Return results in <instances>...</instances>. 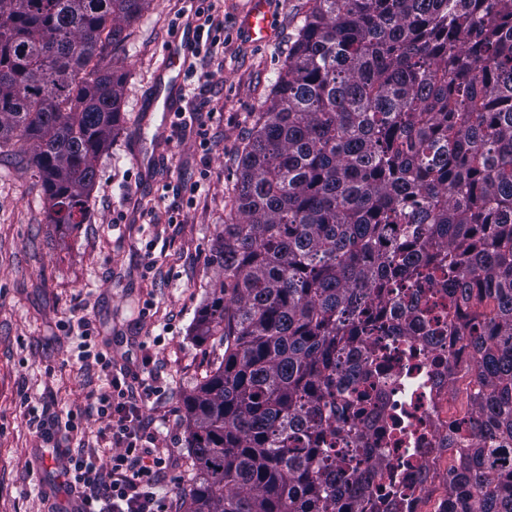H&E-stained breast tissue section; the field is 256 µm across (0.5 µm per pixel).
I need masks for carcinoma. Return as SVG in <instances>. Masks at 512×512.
I'll return each instance as SVG.
<instances>
[{"instance_id": "carcinoma-1", "label": "carcinoma", "mask_w": 512, "mask_h": 512, "mask_svg": "<svg viewBox=\"0 0 512 512\" xmlns=\"http://www.w3.org/2000/svg\"><path fill=\"white\" fill-rule=\"evenodd\" d=\"M148 0H0V149L37 144L47 221L85 223L121 121L113 51ZM195 318L224 347L184 402L188 512H349L327 448L344 367L400 282L473 351L456 512H512V0H312L240 155Z\"/></svg>"}]
</instances>
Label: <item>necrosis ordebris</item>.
Returning a JSON list of instances; mask_svg holds the SVG:
<instances>
[{"mask_svg":"<svg viewBox=\"0 0 512 512\" xmlns=\"http://www.w3.org/2000/svg\"><path fill=\"white\" fill-rule=\"evenodd\" d=\"M412 291L434 312L411 320L401 335L392 321L373 330L358 387L362 400L343 417L356 438L335 442L339 454L376 469L370 498L351 503V512H448L455 451L446 441L461 446L469 438L458 392L470 353L448 330V295L422 280Z\"/></svg>","mask_w":512,"mask_h":512,"instance_id":"obj_1","label":"necrosis or debris"}]
</instances>
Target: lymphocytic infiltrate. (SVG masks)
I'll list each match as a JSON object with an SVG mask.
<instances>
[{
    "label": "lymphocytic infiltrate",
    "mask_w": 512,
    "mask_h": 512,
    "mask_svg": "<svg viewBox=\"0 0 512 512\" xmlns=\"http://www.w3.org/2000/svg\"><path fill=\"white\" fill-rule=\"evenodd\" d=\"M79 356L99 367L107 381L95 398L96 413L105 420L97 435L114 451L104 458L98 448L87 446L85 411H68L65 429L77 449L65 451L63 476L75 497L74 512H171V504L156 492L166 459L153 448L154 435L140 418L138 390L121 384L132 371L114 375L111 357L93 350L88 335Z\"/></svg>",
    "instance_id": "1"
}]
</instances>
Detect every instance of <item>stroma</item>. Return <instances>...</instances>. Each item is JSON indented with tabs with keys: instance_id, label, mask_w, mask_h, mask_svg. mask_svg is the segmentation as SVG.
Here are the masks:
<instances>
[{
	"instance_id": "1",
	"label": "stroma",
	"mask_w": 512,
	"mask_h": 512,
	"mask_svg": "<svg viewBox=\"0 0 512 512\" xmlns=\"http://www.w3.org/2000/svg\"><path fill=\"white\" fill-rule=\"evenodd\" d=\"M248 0H221L224 50L196 56L185 78L189 109L165 138L146 124L157 154L139 165L133 121L186 0H152L114 51L124 75L122 121L97 159L88 221L68 229L46 220L44 186L26 154L0 149V512H72L61 467L28 425L24 397L55 415L90 403L98 368L72 363L79 340L62 329L86 316L96 348L115 368L156 374L141 418L170 456L158 491L186 512L190 474L183 401L224 353L196 342L191 326L219 280L210 249L223 224L238 155L250 139L288 45L310 0H270L274 38L256 45L241 23ZM208 139L202 150L200 139ZM151 317H141L146 302Z\"/></svg>"
}]
</instances>
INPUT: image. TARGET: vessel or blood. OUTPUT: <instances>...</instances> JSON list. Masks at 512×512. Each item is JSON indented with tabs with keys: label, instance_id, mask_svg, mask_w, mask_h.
<instances>
[{
	"label": "vessel or blood",
	"instance_id": "obj_1",
	"mask_svg": "<svg viewBox=\"0 0 512 512\" xmlns=\"http://www.w3.org/2000/svg\"><path fill=\"white\" fill-rule=\"evenodd\" d=\"M244 27L250 40L266 42L272 37L268 0H249ZM196 38L185 28H177L162 50V61L148 87L139 109L146 113L171 115L184 111L186 95L184 74L195 52Z\"/></svg>",
	"mask_w": 512,
	"mask_h": 512
}]
</instances>
